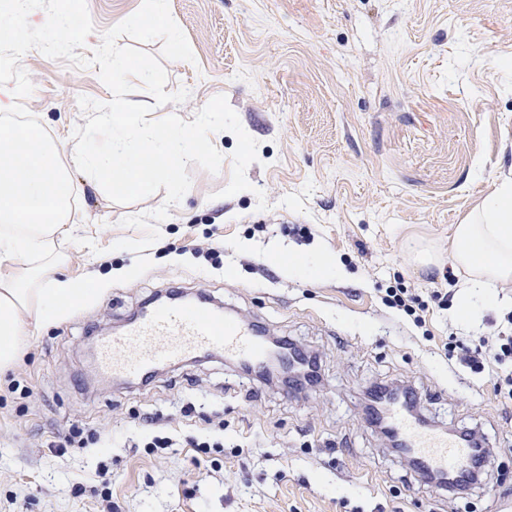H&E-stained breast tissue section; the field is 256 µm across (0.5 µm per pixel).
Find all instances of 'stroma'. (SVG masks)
Returning a JSON list of instances; mask_svg holds the SVG:
<instances>
[{
    "label": "stroma",
    "mask_w": 512,
    "mask_h": 512,
    "mask_svg": "<svg viewBox=\"0 0 512 512\" xmlns=\"http://www.w3.org/2000/svg\"><path fill=\"white\" fill-rule=\"evenodd\" d=\"M142 0H87L103 33ZM194 62L164 60L153 106L141 81L128 101L151 118L193 121L225 95L258 143L251 190L219 197L217 174L188 165L181 208L144 254L152 269L117 283L137 240L126 217L164 191L120 205L74 162L78 99L111 100L98 67H71L33 49L20 61L24 101L59 147L73 182L71 280L108 288L91 307L40 326L0 372V512H512V362L461 364L458 343L512 336V282L465 297L447 281L456 224L492 184L512 178V0H169ZM267 209H259V198ZM224 246L220 266L204 248ZM327 256L329 277L293 274L272 248ZM402 282L428 304L426 324L384 301ZM176 287L316 354L320 381L292 387L244 371L219 352L127 383L95 374L92 327L122 326ZM453 294L440 309L431 293ZM408 386L429 424L475 433L490 459L465 494L422 479L369 420L367 396ZM101 439L56 448L59 432ZM168 436L169 448L148 437ZM224 445L211 447L216 436ZM112 481L101 485L100 470Z\"/></svg>",
    "instance_id": "35a3bbf8"
}]
</instances>
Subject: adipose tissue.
<instances>
[{
  "instance_id": "obj_1",
  "label": "adipose tissue",
  "mask_w": 512,
  "mask_h": 512,
  "mask_svg": "<svg viewBox=\"0 0 512 512\" xmlns=\"http://www.w3.org/2000/svg\"><path fill=\"white\" fill-rule=\"evenodd\" d=\"M72 192L51 138L34 127L0 131V369L15 363L32 324L59 319L63 300L77 293L60 276L65 257L56 250ZM452 260L468 292L512 281V180L493 183L455 225Z\"/></svg>"
}]
</instances>
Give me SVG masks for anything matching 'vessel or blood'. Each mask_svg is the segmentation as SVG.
Returning <instances> with one entry per match:
<instances>
[{
    "label": "vessel or blood",
    "instance_id": "1",
    "mask_svg": "<svg viewBox=\"0 0 512 512\" xmlns=\"http://www.w3.org/2000/svg\"><path fill=\"white\" fill-rule=\"evenodd\" d=\"M222 350L229 359L258 371L269 352L246 323L223 316L203 302L157 305L130 321L121 333L101 336L95 357L99 372L142 381L165 365ZM410 397L383 404L384 419L423 472H466L472 453L466 444L424 428L410 413Z\"/></svg>",
    "mask_w": 512,
    "mask_h": 512
}]
</instances>
